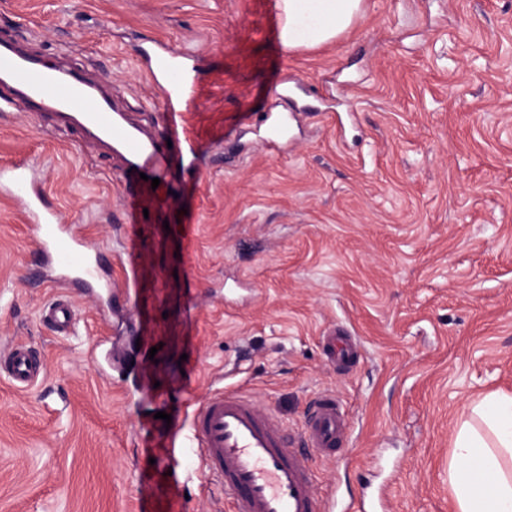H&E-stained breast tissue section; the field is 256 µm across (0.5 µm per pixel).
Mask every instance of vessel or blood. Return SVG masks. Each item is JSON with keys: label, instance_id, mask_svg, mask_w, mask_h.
<instances>
[{"label": "vessel or blood", "instance_id": "1", "mask_svg": "<svg viewBox=\"0 0 512 512\" xmlns=\"http://www.w3.org/2000/svg\"><path fill=\"white\" fill-rule=\"evenodd\" d=\"M146 64L161 93L169 129L165 135L130 121L84 70L47 64L8 41H0V112L31 107L55 113L60 131L103 145L121 169L162 179L171 168L167 143L179 138L197 56L166 44L147 56ZM35 171L32 161L1 165L0 190L23 201L34 238L55 271L51 283L60 293L43 317L64 333L74 324V307L62 290L74 282L102 287L100 261L79 232L64 225L60 213L47 204ZM0 369L16 387L26 388L37 380L41 363L31 348L19 343ZM314 406L295 446L280 420L240 390L224 388L201 403L192 417L200 467L207 481L223 489L233 512H325L303 450H332L347 437L349 425L336 396L321 395Z\"/></svg>", "mask_w": 512, "mask_h": 512}]
</instances>
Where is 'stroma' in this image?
Instances as JSON below:
<instances>
[{
  "label": "stroma",
  "mask_w": 512,
  "mask_h": 512,
  "mask_svg": "<svg viewBox=\"0 0 512 512\" xmlns=\"http://www.w3.org/2000/svg\"><path fill=\"white\" fill-rule=\"evenodd\" d=\"M0 39L83 67L164 132L142 51L195 52L193 153L158 187L49 112L0 115V164L30 159L50 205L101 250L122 298L56 297L21 200L0 195V512H222L192 415L242 387L289 434L332 392L352 434L309 452L319 494L398 466L388 512H457L448 460L489 393L512 394V0H363L335 39L286 49L279 0H0ZM302 114L265 148L259 115ZM336 328L357 350L328 364ZM2 369L17 388H27L37 380L41 363L31 348L19 343L11 347Z\"/></svg>",
  "instance_id": "1"
}]
</instances>
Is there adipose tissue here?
<instances>
[{"mask_svg":"<svg viewBox=\"0 0 512 512\" xmlns=\"http://www.w3.org/2000/svg\"><path fill=\"white\" fill-rule=\"evenodd\" d=\"M363 0H280L287 49L328 42L353 22ZM448 461L458 512H512V396L494 394L472 409Z\"/></svg>","mask_w":512,"mask_h":512,"instance_id":"1","label":"adipose tissue"}]
</instances>
